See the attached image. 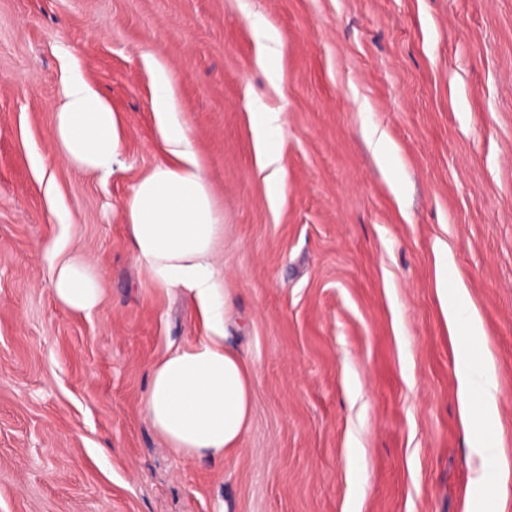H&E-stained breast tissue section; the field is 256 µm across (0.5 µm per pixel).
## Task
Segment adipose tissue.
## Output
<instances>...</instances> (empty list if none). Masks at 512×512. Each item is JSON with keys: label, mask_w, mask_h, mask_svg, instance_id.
Here are the masks:
<instances>
[{"label": "adipose tissue", "mask_w": 512, "mask_h": 512, "mask_svg": "<svg viewBox=\"0 0 512 512\" xmlns=\"http://www.w3.org/2000/svg\"><path fill=\"white\" fill-rule=\"evenodd\" d=\"M56 114L59 157L109 178L120 148L119 122L99 89L78 70L63 82ZM152 112L169 162L154 166L133 189L125 212L135 258L158 285L181 289L193 302L204 334L189 347L166 353L150 370L144 407L173 452L185 459H219L239 450L251 421L255 386L244 356L225 346L224 316L230 305L216 256L224 217L211 198L199 156L176 109L171 78L155 69ZM48 272L60 305L91 312L100 282L87 265L49 245ZM448 324L465 343L458 371L461 415L466 425L496 419L499 383L483 355L481 318L465 289L440 288Z\"/></svg>", "instance_id": "obj_1"}]
</instances>
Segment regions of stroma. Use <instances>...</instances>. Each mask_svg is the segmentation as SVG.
<instances>
[{
    "instance_id": "stroma-1",
    "label": "stroma",
    "mask_w": 512,
    "mask_h": 512,
    "mask_svg": "<svg viewBox=\"0 0 512 512\" xmlns=\"http://www.w3.org/2000/svg\"><path fill=\"white\" fill-rule=\"evenodd\" d=\"M157 61L224 214L226 330L254 378L221 459L174 454L142 404L202 334L125 224L165 156ZM72 68L119 120L106 181L54 149ZM257 101L284 114L275 196ZM49 243L96 269L90 314L57 302ZM443 257L495 362L497 492L471 485ZM0 512H512V0H0Z\"/></svg>"
}]
</instances>
